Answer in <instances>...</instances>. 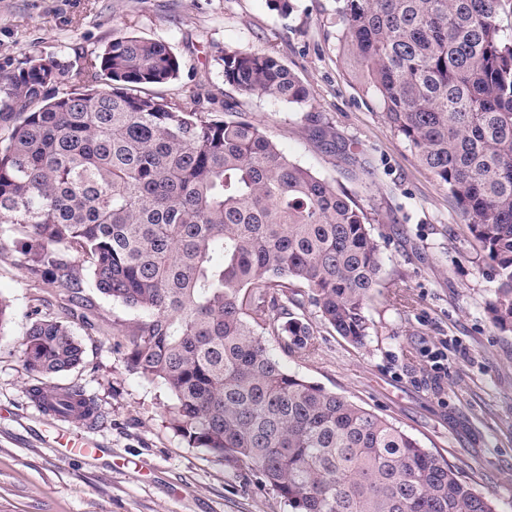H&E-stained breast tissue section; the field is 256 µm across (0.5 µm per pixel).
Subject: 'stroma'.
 I'll return each mask as SVG.
<instances>
[{"instance_id":"1","label":"stroma","mask_w":512,"mask_h":512,"mask_svg":"<svg viewBox=\"0 0 512 512\" xmlns=\"http://www.w3.org/2000/svg\"><path fill=\"white\" fill-rule=\"evenodd\" d=\"M289 2L281 13L270 0H0V66L25 52L52 54L70 63L75 84L114 37L166 41L181 69L165 96L197 87L214 115L233 105L292 161L377 211L384 286L368 309L365 346L319 325L308 359L275 344L270 352L291 373L395 423L489 495L497 512H512V334L489 320L487 260L447 189L348 76L335 0ZM228 47L280 58L308 88L306 108L225 85ZM306 110L322 115L335 140L317 136ZM0 296L12 307L0 326V512H289L258 473L215 461L167 427L166 391L122 358L119 332L134 311L93 288L84 312L96 328L75 329L84 362L55 383L95 400L102 448L61 459L30 399L37 380L21 343L32 311L63 320L70 304L62 289L29 278L16 244L0 252ZM437 350L448 357L444 377L432 362Z\"/></svg>"}]
</instances>
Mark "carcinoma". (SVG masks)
<instances>
[{"instance_id": "cac0c4a2", "label": "carcinoma", "mask_w": 512, "mask_h": 512, "mask_svg": "<svg viewBox=\"0 0 512 512\" xmlns=\"http://www.w3.org/2000/svg\"><path fill=\"white\" fill-rule=\"evenodd\" d=\"M504 0H336L339 54L359 88L448 189L490 261L494 326L512 334V32ZM224 83L304 105L278 57L226 48ZM0 75V251L73 306L94 288L135 311L126 367L162 385L189 447L261 475L291 512H497L394 423L289 372L266 337L305 359L319 323L365 344L382 258L378 219L290 161L240 112L219 119L159 39L117 36L83 86L24 54ZM79 255L83 264L76 263ZM23 363L44 413L93 416L53 380L83 363L71 325L32 312Z\"/></svg>"}]
</instances>
